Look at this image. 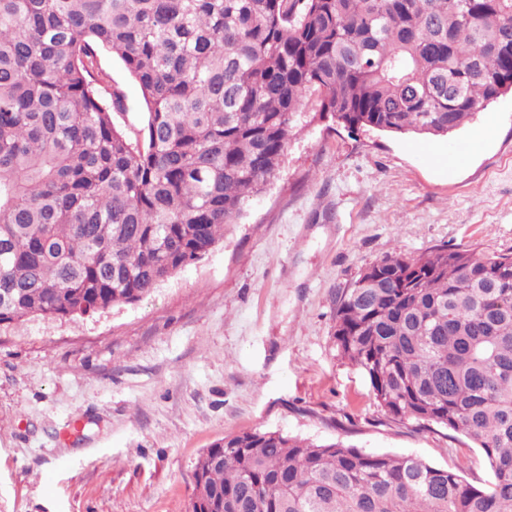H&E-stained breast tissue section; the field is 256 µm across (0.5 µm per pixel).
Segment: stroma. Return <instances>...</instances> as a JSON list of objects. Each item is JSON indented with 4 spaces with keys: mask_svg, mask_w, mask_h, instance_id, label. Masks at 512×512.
Here are the masks:
<instances>
[{
    "mask_svg": "<svg viewBox=\"0 0 512 512\" xmlns=\"http://www.w3.org/2000/svg\"><path fill=\"white\" fill-rule=\"evenodd\" d=\"M99 65L136 136L138 85L114 54ZM443 246L512 254V94L445 137L351 131L309 103L203 259L131 305L0 326V512H186L200 455L265 430L484 483L481 449L385 414L334 336L362 270Z\"/></svg>",
    "mask_w": 512,
    "mask_h": 512,
    "instance_id": "stroma-1",
    "label": "stroma"
}]
</instances>
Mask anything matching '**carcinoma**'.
<instances>
[{
	"instance_id": "obj_1",
	"label": "carcinoma",
	"mask_w": 512,
	"mask_h": 512,
	"mask_svg": "<svg viewBox=\"0 0 512 512\" xmlns=\"http://www.w3.org/2000/svg\"><path fill=\"white\" fill-rule=\"evenodd\" d=\"M102 49L140 88L136 141ZM511 92L512 0H0V325L132 304L203 259L309 93L348 129L445 137ZM335 338L392 418L469 437L490 479L255 431L198 459L187 512H512V255H388Z\"/></svg>"
}]
</instances>
